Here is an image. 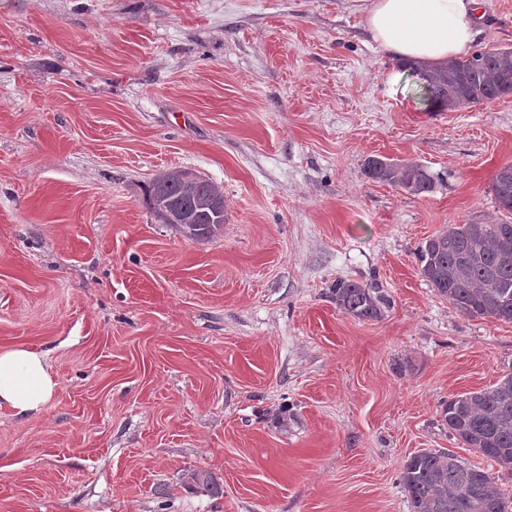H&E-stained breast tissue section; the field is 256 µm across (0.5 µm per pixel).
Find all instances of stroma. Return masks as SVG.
<instances>
[{
  "label": "stroma",
  "instance_id": "1",
  "mask_svg": "<svg viewBox=\"0 0 512 512\" xmlns=\"http://www.w3.org/2000/svg\"><path fill=\"white\" fill-rule=\"evenodd\" d=\"M364 4L0 0V350L58 381L37 417L0 409V512H408L424 449L512 496L440 416L512 366V323L458 312L416 259L447 225L512 223L490 192L512 95L422 105ZM480 13L474 48H512V0ZM369 157L435 187L369 181ZM174 167L223 189L213 239L146 208ZM339 280L382 288L381 317L337 309ZM363 175L372 182L386 183L411 195L431 192L435 177L425 167L413 163H390L379 158H368ZM189 479L193 489L202 494L211 497H219L224 494L223 487L205 470H195L190 474Z\"/></svg>",
  "mask_w": 512,
  "mask_h": 512
}]
</instances>
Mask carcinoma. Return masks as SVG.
Here are the masks:
<instances>
[{"instance_id":"cac0c4a2","label":"carcinoma","mask_w":512,"mask_h":512,"mask_svg":"<svg viewBox=\"0 0 512 512\" xmlns=\"http://www.w3.org/2000/svg\"><path fill=\"white\" fill-rule=\"evenodd\" d=\"M404 67L422 72L433 86L428 106L459 111L512 94V48L473 51L463 58ZM365 178L411 195L433 190L435 177L413 163L368 158ZM497 209L512 212V164L493 177ZM146 203L157 221L188 240L204 242L224 224V192L215 183L182 178L167 169L150 183ZM419 272L436 293L465 315L512 323V224H453L417 250ZM336 306L360 320L378 319L387 298L377 285L336 282ZM448 437L504 469L512 470V370L490 389L457 395L444 404ZM194 490L224 494L214 477L196 470ZM400 484L409 512H512V497L487 470L451 450H421L405 462Z\"/></svg>"}]
</instances>
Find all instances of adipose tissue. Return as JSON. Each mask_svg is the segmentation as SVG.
Returning <instances> with one entry per match:
<instances>
[{
  "label": "adipose tissue",
  "instance_id": "1",
  "mask_svg": "<svg viewBox=\"0 0 512 512\" xmlns=\"http://www.w3.org/2000/svg\"><path fill=\"white\" fill-rule=\"evenodd\" d=\"M479 6L480 0H368L364 28L390 59L436 64L468 54ZM57 386L44 352L0 351V408L37 415Z\"/></svg>",
  "mask_w": 512,
  "mask_h": 512
}]
</instances>
